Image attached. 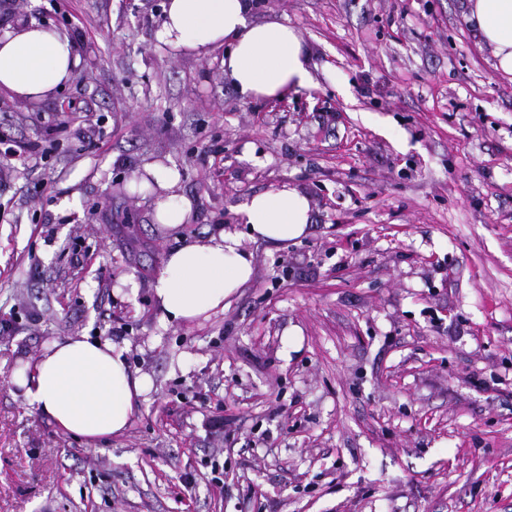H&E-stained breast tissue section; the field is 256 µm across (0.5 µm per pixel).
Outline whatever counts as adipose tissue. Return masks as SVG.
Here are the masks:
<instances>
[{"label":"adipose tissue","instance_id":"obj_1","mask_svg":"<svg viewBox=\"0 0 512 512\" xmlns=\"http://www.w3.org/2000/svg\"><path fill=\"white\" fill-rule=\"evenodd\" d=\"M247 0H167L156 39L204 56L227 45L224 75L245 99H276L311 82L309 53L295 29L278 21L251 22ZM466 19L492 50L495 67L512 75V0H468ZM80 57L68 33L33 17L0 29V91L40 101L70 82ZM159 193L154 216L177 231L192 203L179 192V176L156 163L145 166ZM251 240L286 242L304 236L310 202L289 186L252 195L239 209ZM254 275L253 255L238 234L217 228L206 242L178 238L151 289L162 318L192 323L223 311ZM13 382L26 404L65 433L99 440L123 433L138 400L150 388L131 371L124 352L108 339L88 336L49 342L20 367Z\"/></svg>","mask_w":512,"mask_h":512}]
</instances>
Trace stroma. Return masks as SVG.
I'll return each instance as SVG.
<instances>
[{"instance_id":"obj_1","label":"stroma","mask_w":512,"mask_h":512,"mask_svg":"<svg viewBox=\"0 0 512 512\" xmlns=\"http://www.w3.org/2000/svg\"><path fill=\"white\" fill-rule=\"evenodd\" d=\"M165 3L0 0L87 59L41 102L0 93V142L29 146L0 163V512H512V78L468 0H250L310 51L280 100L242 99L223 48L160 45ZM150 162L193 203L177 233L131 188ZM282 185L307 234L248 239L241 204ZM219 226L254 277L165 322L167 252ZM94 334L151 386L88 441L11 379Z\"/></svg>"}]
</instances>
